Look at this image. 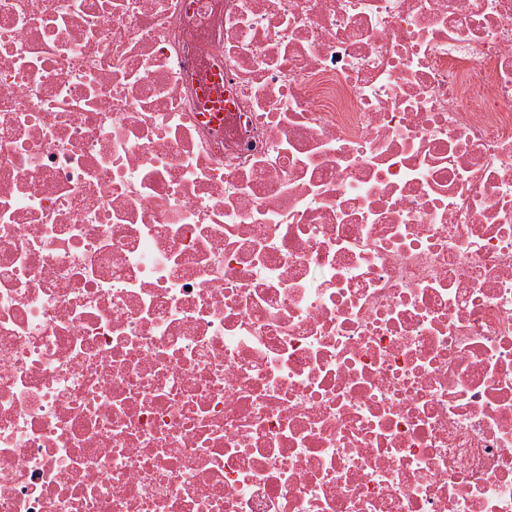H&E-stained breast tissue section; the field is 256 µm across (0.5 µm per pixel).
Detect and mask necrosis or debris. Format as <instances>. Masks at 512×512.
Masks as SVG:
<instances>
[{
  "instance_id": "1",
  "label": "necrosis or debris",
  "mask_w": 512,
  "mask_h": 512,
  "mask_svg": "<svg viewBox=\"0 0 512 512\" xmlns=\"http://www.w3.org/2000/svg\"><path fill=\"white\" fill-rule=\"evenodd\" d=\"M0 512H512V0H0Z\"/></svg>"
}]
</instances>
